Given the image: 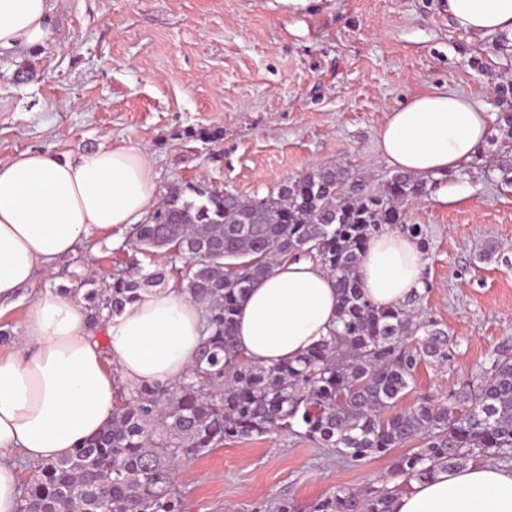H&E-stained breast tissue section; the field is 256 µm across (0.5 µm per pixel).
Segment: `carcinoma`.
<instances>
[{
  "instance_id": "carcinoma-1",
  "label": "carcinoma",
  "mask_w": 512,
  "mask_h": 512,
  "mask_svg": "<svg viewBox=\"0 0 512 512\" xmlns=\"http://www.w3.org/2000/svg\"><path fill=\"white\" fill-rule=\"evenodd\" d=\"M498 111L490 144L494 169L512 185V80L495 85ZM428 180L394 173L374 188L344 164L314 166L269 189L239 194L170 182L149 221L133 228L132 254L110 279L81 280L87 323L120 314L140 292L166 280L138 255L183 259L182 293L197 303L208 335L195 362L166 384H128L116 393L112 422L74 452L37 466L20 512H185L175 472L226 441L293 434L361 461L411 441L390 477L405 483L437 469L512 455V340L493 352L475 380L398 408L422 363L444 364L452 339L422 307L432 284L394 308L361 291L356 268L376 235L398 229L429 249L406 206L428 195ZM312 258L335 280L338 325L295 361L252 363L235 342L236 315L254 281ZM399 487L338 489L310 512H391Z\"/></svg>"
}]
</instances>
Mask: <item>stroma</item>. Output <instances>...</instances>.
Listing matches in <instances>:
<instances>
[{"mask_svg":"<svg viewBox=\"0 0 512 512\" xmlns=\"http://www.w3.org/2000/svg\"><path fill=\"white\" fill-rule=\"evenodd\" d=\"M53 25L57 40L38 56L0 54V162L29 149L136 147L154 161L161 190L180 180L263 196L337 163L377 186L393 173L375 148L391 110L448 88L492 115L498 77L512 76V56L494 38L457 30L443 0H311L298 11L280 0H56ZM28 60L37 77L17 83ZM192 127L223 137L183 139ZM445 188L454 201H440ZM406 217L429 242L423 308L453 352L447 364L420 366L404 408L472 381L512 337V186L469 164L440 175ZM129 239L89 237L52 273H37L0 307V330L11 334L0 350H11L39 293L91 271L111 275ZM489 239L504 261H478ZM391 462L274 434L225 442L182 466L176 486L187 512H268L285 498L308 512L339 488L388 484Z\"/></svg>","mask_w":512,"mask_h":512,"instance_id":"35a3bbf8","label":"stroma"}]
</instances>
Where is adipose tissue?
I'll use <instances>...</instances> for the list:
<instances>
[{"label": "adipose tissue", "instance_id": "obj_1", "mask_svg": "<svg viewBox=\"0 0 512 512\" xmlns=\"http://www.w3.org/2000/svg\"><path fill=\"white\" fill-rule=\"evenodd\" d=\"M457 30L512 35V0H446ZM54 0H0V52L53 42ZM470 97L434 89L390 112L376 149L387 164L418 176L468 164L488 134ZM147 153L99 145L79 156L27 150L0 164V304L37 272H51L83 238H111L144 223L158 204ZM426 254L397 232L371 240L357 275L380 307L421 288ZM336 326V290L319 264L300 260L258 279L237 315V345L252 362L296 360ZM202 310L175 288H152L104 326L107 346L84 326L80 305L56 290L33 301L16 347L0 354V512H19L15 454L41 462L70 455L112 419V353L122 377L158 384L192 365L204 336ZM392 512H512V470L490 463L438 470L397 493Z\"/></svg>", "mask_w": 512, "mask_h": 512}]
</instances>
